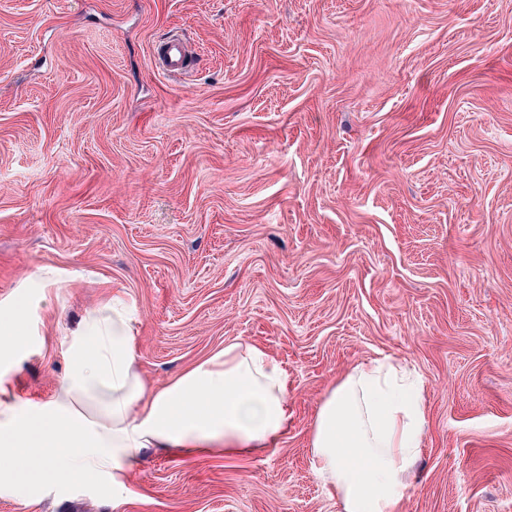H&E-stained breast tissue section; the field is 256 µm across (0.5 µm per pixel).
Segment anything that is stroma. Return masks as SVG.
<instances>
[{
  "label": "stroma",
  "mask_w": 512,
  "mask_h": 512,
  "mask_svg": "<svg viewBox=\"0 0 512 512\" xmlns=\"http://www.w3.org/2000/svg\"><path fill=\"white\" fill-rule=\"evenodd\" d=\"M189 45L184 76L155 43ZM63 276L44 291L41 268ZM167 384L243 336L288 368L265 460L148 453L0 512H338L309 463L355 364L427 383L402 512H512V0H0V302L51 397L109 293Z\"/></svg>",
  "instance_id": "obj_1"
}]
</instances>
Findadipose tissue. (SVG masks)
Here are the masks:
<instances>
[{
  "mask_svg": "<svg viewBox=\"0 0 512 512\" xmlns=\"http://www.w3.org/2000/svg\"><path fill=\"white\" fill-rule=\"evenodd\" d=\"M138 318L119 294L86 311L63 341L68 372L51 399L24 403L0 377V494L29 500L77 473L120 501L146 450L272 455L293 420V380L263 346L234 337L165 387L135 361ZM31 344L26 311L0 312V368ZM423 378L393 357L347 370L309 437L311 467L339 512H402L428 428Z\"/></svg>",
  "mask_w": 512,
  "mask_h": 512,
  "instance_id": "ef3b65f1",
  "label": "adipose tissue"
}]
</instances>
